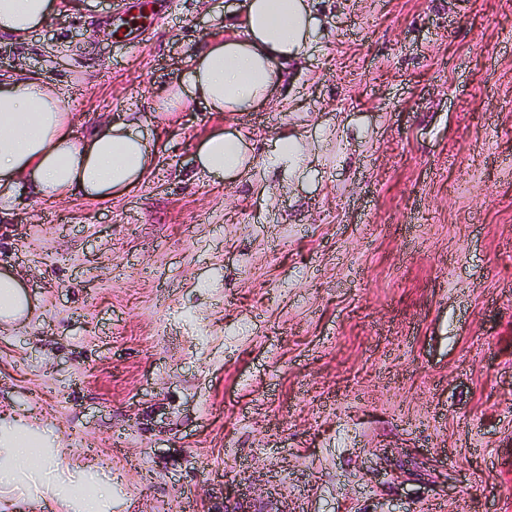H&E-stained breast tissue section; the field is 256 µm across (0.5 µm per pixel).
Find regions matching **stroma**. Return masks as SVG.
Instances as JSON below:
<instances>
[{
	"label": "stroma",
	"instance_id": "35a3bbf8",
	"mask_svg": "<svg viewBox=\"0 0 512 512\" xmlns=\"http://www.w3.org/2000/svg\"><path fill=\"white\" fill-rule=\"evenodd\" d=\"M0 39L79 120L139 113L151 176L17 201L0 266L36 303L0 332V412L52 430L109 512H512V0H313L321 27L248 112L151 101L242 0H169L139 45L112 0ZM256 163L197 171L207 134ZM298 140L295 171L273 164ZM303 154L302 145L294 138L288 136L280 138L275 147L277 163L283 162L286 168L296 164Z\"/></svg>",
	"mask_w": 512,
	"mask_h": 512
}]
</instances>
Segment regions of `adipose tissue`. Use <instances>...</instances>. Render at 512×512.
Returning a JSON list of instances; mask_svg holds the SVG:
<instances>
[{
  "instance_id": "obj_1",
  "label": "adipose tissue",
  "mask_w": 512,
  "mask_h": 512,
  "mask_svg": "<svg viewBox=\"0 0 512 512\" xmlns=\"http://www.w3.org/2000/svg\"><path fill=\"white\" fill-rule=\"evenodd\" d=\"M55 0H0V36L21 37L48 25ZM233 34L206 38L193 50L177 85L156 102L166 112L192 100L212 112H245L268 102L288 76L289 64L319 31L310 0H243ZM73 115L58 92L40 77L20 74L0 81V210L10 209L7 189L23 185L38 201L67 195L104 200L143 182L156 155L137 120L96 127L84 139L72 135ZM196 166L227 181L250 170L253 156L242 138L218 131L201 140ZM34 304L10 269L0 270V325L30 319ZM35 437L27 421L0 420V492L21 493L30 512L40 497L21 491Z\"/></svg>"
}]
</instances>
